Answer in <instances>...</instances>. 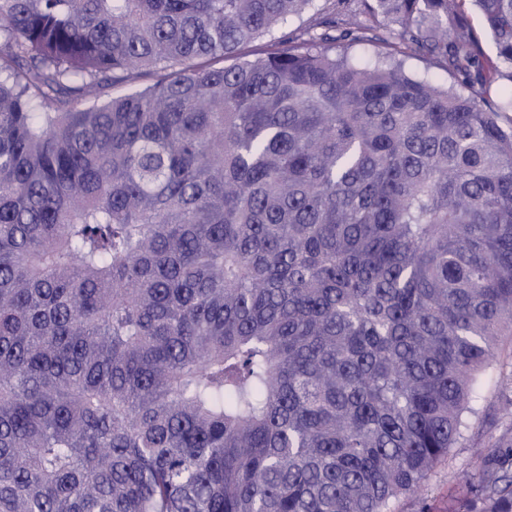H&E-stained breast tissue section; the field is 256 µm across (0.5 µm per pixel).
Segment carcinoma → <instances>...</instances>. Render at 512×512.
Masks as SVG:
<instances>
[{
    "mask_svg": "<svg viewBox=\"0 0 512 512\" xmlns=\"http://www.w3.org/2000/svg\"><path fill=\"white\" fill-rule=\"evenodd\" d=\"M315 2L0 0V512H390L468 429L512 337V0L243 58ZM480 456L466 512H512V425Z\"/></svg>",
    "mask_w": 512,
    "mask_h": 512,
    "instance_id": "obj_1",
    "label": "carcinoma"
}]
</instances>
